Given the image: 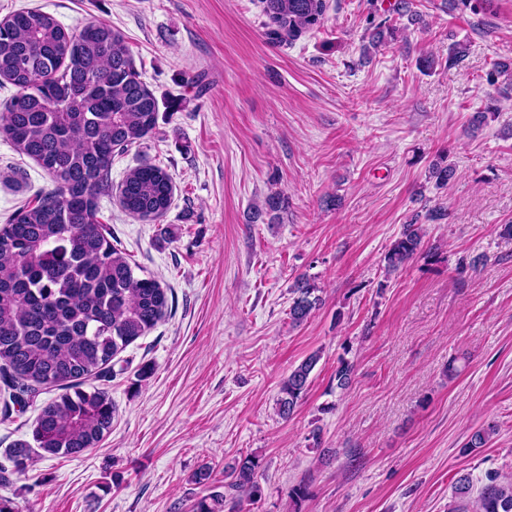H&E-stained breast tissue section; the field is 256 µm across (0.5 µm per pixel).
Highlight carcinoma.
<instances>
[{"label":"carcinoma","mask_w":512,"mask_h":512,"mask_svg":"<svg viewBox=\"0 0 512 512\" xmlns=\"http://www.w3.org/2000/svg\"><path fill=\"white\" fill-rule=\"evenodd\" d=\"M489 0H448L479 14ZM266 35L292 43L319 27L327 0H261ZM512 76V59L496 60L486 74L494 86ZM0 80L16 93L0 114V136L34 160L54 187L17 210L0 228V374L9 387L30 397L58 390L39 413L33 438L50 455H76L94 447L112 429L116 407L105 388L83 386L108 378L112 359L154 328L168 310L167 289L136 274L127 254L97 219L99 199L112 189V154L147 140L156 129L158 102L135 68L123 35L103 21L78 31L39 9L0 20ZM455 167L445 156L429 166L443 186ZM174 194L171 176L144 162L130 170L119 188L129 214L162 217ZM284 199L266 198L254 218L280 220ZM423 225H403L384 254L391 275L424 254ZM289 318L305 322L319 309L318 288L301 276L292 287ZM319 353L306 357L280 385L276 405L287 418L302 403ZM353 365L337 362L336 387L349 386ZM492 426L474 431L462 447L484 448ZM16 470L31 460L27 443L10 450ZM261 458L248 454L229 467L224 491H211L192 512H244V501L262 497ZM468 474L455 480L451 512H512V480L488 477L477 496Z\"/></svg>","instance_id":"carcinoma-1"}]
</instances>
